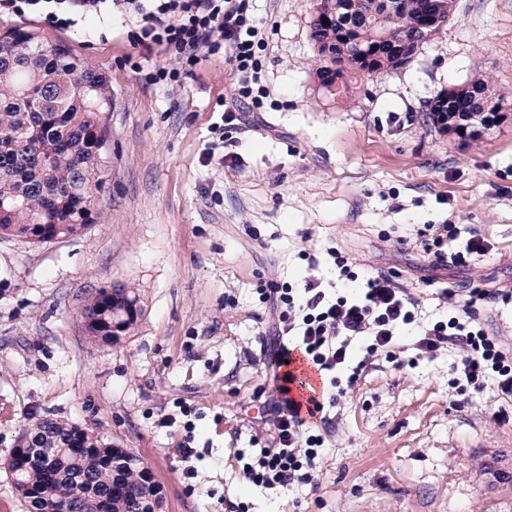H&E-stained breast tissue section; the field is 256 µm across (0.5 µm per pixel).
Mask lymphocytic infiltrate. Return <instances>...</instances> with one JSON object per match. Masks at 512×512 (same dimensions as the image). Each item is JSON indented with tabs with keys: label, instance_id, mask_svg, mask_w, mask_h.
Segmentation results:
<instances>
[{
	"label": "lymphocytic infiltrate",
	"instance_id": "lymphocytic-infiltrate-1",
	"mask_svg": "<svg viewBox=\"0 0 512 512\" xmlns=\"http://www.w3.org/2000/svg\"><path fill=\"white\" fill-rule=\"evenodd\" d=\"M18 16L35 15L48 27L77 28L82 19L114 13L135 25L130 34L133 48L144 59L167 55L175 67L155 66L146 74L148 84L181 87L207 56L227 51L226 62L237 79L240 97H250L259 79V53L267 45L264 27L248 13L246 0H0V12ZM453 228L429 224L418 230L417 250L433 260L434 266H466L493 249L485 237L475 234L463 250L447 254ZM262 303L273 314L276 336L294 337L296 349L282 348L278 361L300 353L318 373L349 370V383H356L361 367L351 366L355 342H363L366 357L378 355L396 368L408 366L398 353V333L415 323L418 301L396 285L390 275L369 273L359 292L329 296L326 278L311 273L300 285L277 282L262 284ZM448 299V314L422 329L412 344L418 355L434 357L443 348L457 350L452 367L453 385L460 391L477 393L493 388L501 398L512 400V348L490 334L479 312L487 304L512 299V291L490 293L471 289L463 302ZM296 377L284 371L274 377V390L266 402L270 413L271 442L256 449L243 464L245 477L254 485L268 488L316 486L317 463L324 445L318 421L326 420L327 409L342 397L344 387L327 395L296 400L292 386Z\"/></svg>",
	"mask_w": 512,
	"mask_h": 512
}]
</instances>
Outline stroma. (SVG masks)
Listing matches in <instances>:
<instances>
[{
  "instance_id": "obj_1",
  "label": "stroma",
  "mask_w": 512,
  "mask_h": 512,
  "mask_svg": "<svg viewBox=\"0 0 512 512\" xmlns=\"http://www.w3.org/2000/svg\"><path fill=\"white\" fill-rule=\"evenodd\" d=\"M247 3L269 34L264 94L232 128L222 109L239 98L222 55L172 90L145 83L151 64L120 16L49 32L112 80L109 184L83 234L0 240V512H25L3 465L25 428L52 418L147 461L166 512H512V486L487 473L490 457L512 456V401L450 388L453 350L412 368L368 364L329 410L317 489L255 486L237 459L270 442L272 317L257 289L297 283L300 252L323 274L332 248L357 273L397 274L421 326L448 308L429 277L460 295L512 287V0H456L408 67L355 77L347 101L318 88L310 0ZM476 78L504 94V111L463 146L422 109ZM219 139L230 161H206ZM426 224L455 225L449 249L475 233L494 249L433 271L411 246ZM112 286L139 312L105 344L82 310ZM186 441L195 454L184 463Z\"/></svg>"
}]
</instances>
